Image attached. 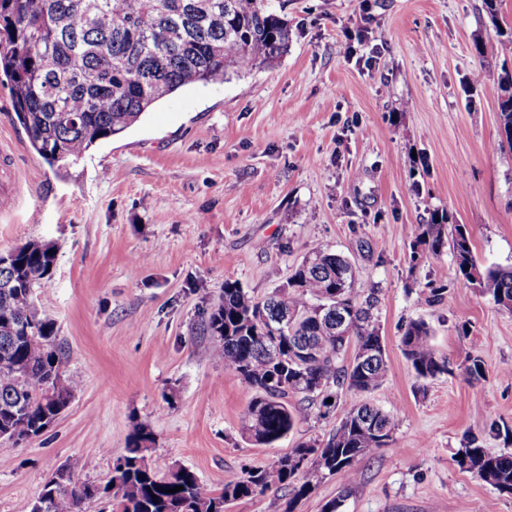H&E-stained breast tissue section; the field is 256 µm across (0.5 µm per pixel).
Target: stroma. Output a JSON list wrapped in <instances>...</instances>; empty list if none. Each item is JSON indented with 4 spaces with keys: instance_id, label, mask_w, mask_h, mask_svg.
Returning <instances> with one entry per match:
<instances>
[{
    "instance_id": "stroma-1",
    "label": "stroma",
    "mask_w": 512,
    "mask_h": 512,
    "mask_svg": "<svg viewBox=\"0 0 512 512\" xmlns=\"http://www.w3.org/2000/svg\"><path fill=\"white\" fill-rule=\"evenodd\" d=\"M268 5L290 27L283 57L184 88L63 169L32 150L0 84L15 194L0 212V253L54 243L35 303L79 381L42 436L0 453V512H30L72 459L78 481L106 484L141 424L156 471L186 467L214 490L328 438L351 401L341 391L272 445L244 439L257 392L203 329L225 280L264 297L317 246L348 257L378 299L386 375L368 399L397 423L392 445L357 463L342 512H512V495L454 461L471 436L512 453V436L495 432L512 428V312L457 276L450 253L412 261L408 235L443 212L467 225L480 266H512V152L492 148L498 76L512 68L496 29L512 26V0L492 12L485 0ZM413 319L448 364L426 381L400 346ZM472 355L485 379L465 377Z\"/></svg>"
}]
</instances>
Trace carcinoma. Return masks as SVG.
Here are the masks:
<instances>
[{"label":"carcinoma","instance_id":"cac0c4a2","mask_svg":"<svg viewBox=\"0 0 512 512\" xmlns=\"http://www.w3.org/2000/svg\"><path fill=\"white\" fill-rule=\"evenodd\" d=\"M288 23L265 0H0V74L7 79L17 121L30 146L50 165L79 157L97 141L133 126L157 102L183 87L222 80L230 72L260 68L288 51ZM499 124L493 149L512 150V71L499 76ZM427 257L450 250L457 275L476 285L502 309L512 311V268L478 265L469 229L436 215L411 229ZM54 245L30 241L0 255V446L41 436L67 408L76 382L65 376L56 323L38 312L34 291L51 276ZM374 300H360L356 271L342 255L311 251L287 285L258 299L236 281L224 282V300L205 328L215 351L250 388L242 435L270 445L288 434L307 406L331 388L354 397L379 388L386 372L385 347L373 314ZM288 314V331L267 321ZM415 377L448 370L422 320H410L400 338ZM352 363L342 364L348 346ZM470 381L485 377L483 360H466ZM300 398L301 405L288 403ZM396 422L366 402L349 405L326 440H310L265 466L207 489L197 475L177 467L165 475L152 467L151 431L140 426L101 487L75 480L76 463L62 466L68 480L49 479L30 512H85L106 498L112 512H224L225 505L283 486L297 499L328 475L344 482L323 512H340L354 483L355 461L392 444ZM308 452L317 453L302 464ZM455 463L501 493L512 494V455L493 454L469 440ZM181 486L176 493L170 489Z\"/></svg>","mask_w":512,"mask_h":512}]
</instances>
